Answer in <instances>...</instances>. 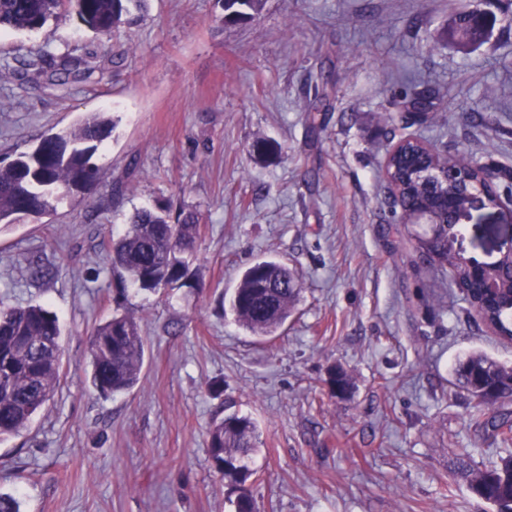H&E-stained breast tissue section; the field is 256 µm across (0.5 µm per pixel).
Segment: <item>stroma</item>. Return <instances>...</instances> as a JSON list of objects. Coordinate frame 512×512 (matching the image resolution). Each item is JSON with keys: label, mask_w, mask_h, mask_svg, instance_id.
Listing matches in <instances>:
<instances>
[{"label": "stroma", "mask_w": 512, "mask_h": 512, "mask_svg": "<svg viewBox=\"0 0 512 512\" xmlns=\"http://www.w3.org/2000/svg\"><path fill=\"white\" fill-rule=\"evenodd\" d=\"M465 2L264 0L256 19L228 24L219 0H142L140 21L108 41L66 9L40 30L0 31V60L77 48L95 68L66 90L0 71V166L86 114L115 124L92 191L0 226V303L56 313L63 349L55 395L0 439V494L20 512H230L208 432L235 412L259 431L258 512H496L458 467L491 466L501 449L448 382L473 351L511 365L512 344L466 320L383 173L407 136L512 173V0H482L496 24L463 49L448 18ZM429 89L428 118L403 120V97ZM322 90L329 109L309 122ZM258 138L284 160L257 162ZM162 199L196 209L201 233L190 285L154 294L113 274L109 244ZM510 236L491 218L464 225L456 247L492 262ZM33 255L52 278L31 276ZM269 258L301 291L263 340L224 294ZM117 311L139 319L147 349L140 383L105 399L88 338ZM333 366L352 379L347 398L323 384Z\"/></svg>", "instance_id": "stroma-1"}]
</instances>
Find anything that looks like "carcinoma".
Here are the masks:
<instances>
[{
    "instance_id": "1",
    "label": "carcinoma",
    "mask_w": 512,
    "mask_h": 512,
    "mask_svg": "<svg viewBox=\"0 0 512 512\" xmlns=\"http://www.w3.org/2000/svg\"><path fill=\"white\" fill-rule=\"evenodd\" d=\"M128 0H0V29L38 30L70 8L81 24L96 35L112 39L126 22ZM264 0H222L224 21L244 23L261 11ZM91 56L43 49L35 59L21 63L18 76L45 80L63 86L90 77ZM112 132V120L103 112L90 113L62 133L43 136L28 152L0 166V224L19 218L38 221L52 213L68 195L90 189L98 181V168L91 162L96 144ZM253 157L263 163L281 160L279 144L258 139L251 145ZM420 148L403 144L392 157L389 173L407 210L424 206L440 210L447 193L458 194L459 205L467 203L460 188L430 187L423 179L410 177V168H427ZM200 236L199 214L183 204L162 201L136 210L129 227L112 240V269L134 287L160 290L159 274L171 283L184 282ZM416 248L427 260L448 270V276L464 291L468 319L480 314L479 322L492 328L499 338L512 342V252L501 254L486 272L496 283L490 296L475 281L469 268L453 260L444 225L416 239ZM299 295V284L288 265L260 260L248 267L228 298L230 311L252 335H273L288 319ZM61 328L55 315L41 305L0 308V438L17 434L53 396L61 371ZM146 350L139 321L133 315L116 313L97 325L90 338L91 384L104 397L131 391L139 382ZM348 396L352 383L346 372L328 371L327 386ZM466 393L469 423L483 438L512 446V366H505L482 352L459 361L450 392ZM257 427L246 415L231 413L209 429L208 448L215 468L235 493L234 512H254L248 481L254 471L248 461L258 451ZM474 496L512 512V451L484 469L461 464Z\"/></svg>"
}]
</instances>
